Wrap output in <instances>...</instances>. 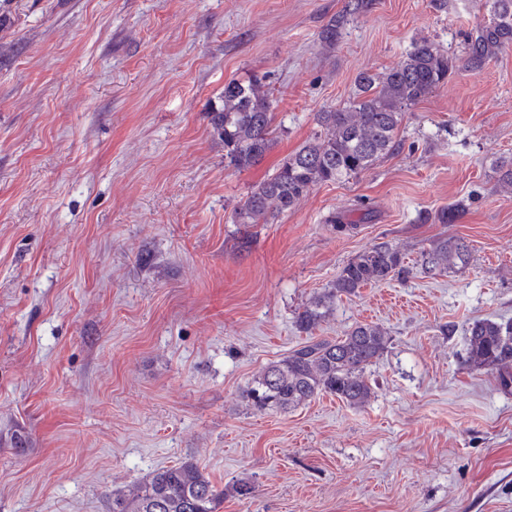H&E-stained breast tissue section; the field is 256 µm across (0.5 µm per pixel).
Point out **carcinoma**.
Here are the masks:
<instances>
[{"mask_svg": "<svg viewBox=\"0 0 512 512\" xmlns=\"http://www.w3.org/2000/svg\"><path fill=\"white\" fill-rule=\"evenodd\" d=\"M371 8V0H346L344 9L321 31L333 47L351 17ZM512 46V0H490V18L466 35L465 67L481 71L502 50ZM448 55L420 39L396 65L381 73L361 72L349 105L316 113V132L286 156L276 172L256 185L234 209L235 224H264L275 212L296 207L321 184L357 176L392 153L404 110L438 89L452 72ZM222 105L209 113L213 136L224 144V158L239 171L251 168L272 148L278 132L273 102L263 86L231 79L224 83ZM470 251L459 239L440 238L421 256V268L443 274L468 264ZM405 256L384 242L358 253L341 269L330 291L313 298L297 319L299 330L313 332L333 303L369 285L408 274ZM380 327L359 323L344 335L311 341L261 371L245 390L252 409L285 412L323 394L350 406L372 396L365 372L387 348ZM466 360L476 370L497 374L502 390L512 392V322L478 320L468 330ZM224 491L216 489L194 463L156 470L136 493L112 494L110 512H218Z\"/></svg>", "mask_w": 512, "mask_h": 512, "instance_id": "carcinoma-1", "label": "carcinoma"}]
</instances>
